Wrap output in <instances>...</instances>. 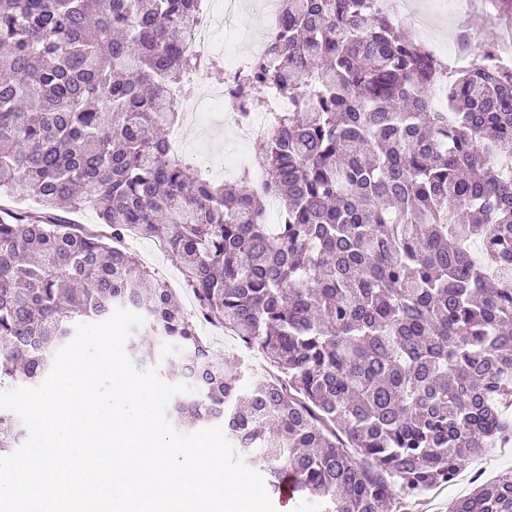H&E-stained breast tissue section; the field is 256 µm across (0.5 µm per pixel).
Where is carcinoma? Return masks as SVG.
Masks as SVG:
<instances>
[{
	"label": "carcinoma",
	"instance_id": "1",
	"mask_svg": "<svg viewBox=\"0 0 512 512\" xmlns=\"http://www.w3.org/2000/svg\"><path fill=\"white\" fill-rule=\"evenodd\" d=\"M378 0H280L267 54L226 104L267 82L296 102L260 142L266 173L216 184L173 159L171 91L203 0H0V391L37 384L76 326L131 308L176 346L173 425L221 421L235 456L292 473L320 512H408L465 461L512 443V73L486 42L454 74ZM447 87L439 109L433 91ZM283 202L266 223L265 200ZM90 205L98 223L64 212ZM184 262L176 292L118 243ZM275 369L219 357L199 324ZM0 411V452L27 439ZM452 512H512V470Z\"/></svg>",
	"mask_w": 512,
	"mask_h": 512
}]
</instances>
